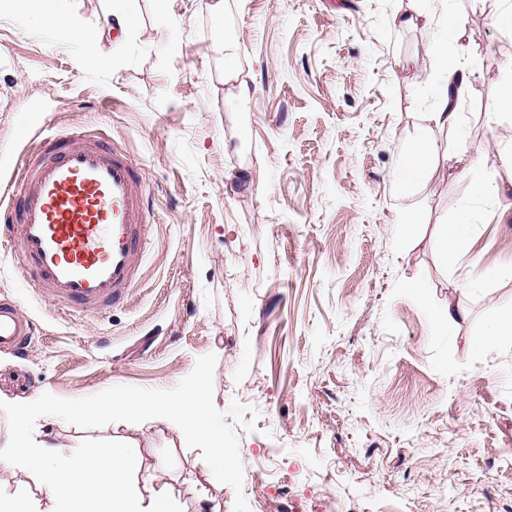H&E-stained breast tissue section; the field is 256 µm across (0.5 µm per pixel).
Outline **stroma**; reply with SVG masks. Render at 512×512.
Segmentation results:
<instances>
[{
  "label": "stroma",
  "instance_id": "1",
  "mask_svg": "<svg viewBox=\"0 0 512 512\" xmlns=\"http://www.w3.org/2000/svg\"><path fill=\"white\" fill-rule=\"evenodd\" d=\"M208 2L137 0L138 26L100 44L107 66L0 13V193L42 127L99 128L142 168L154 221L136 287L98 313L62 308L0 246V299L35 325L26 354L0 350V400L68 406L38 427L85 456L130 423L90 402L173 394L202 371L235 484L160 423L134 466L184 512L195 485L232 512L322 497L337 512H512V345L471 347L491 316L512 317V144L498 137L512 33L496 23L512 0H342L332 14L224 0L220 16ZM416 6L464 36L455 131L428 121L431 29L395 22ZM424 133L437 155L409 191L393 172ZM477 177L500 198L477 196ZM465 210L478 221L453 267L436 231ZM447 304L464 315L444 334L428 308Z\"/></svg>",
  "mask_w": 512,
  "mask_h": 512
}]
</instances>
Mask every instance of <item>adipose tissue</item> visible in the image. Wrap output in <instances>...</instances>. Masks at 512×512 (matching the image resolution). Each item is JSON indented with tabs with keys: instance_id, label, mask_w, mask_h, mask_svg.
<instances>
[{
	"instance_id": "1",
	"label": "adipose tissue",
	"mask_w": 512,
	"mask_h": 512,
	"mask_svg": "<svg viewBox=\"0 0 512 512\" xmlns=\"http://www.w3.org/2000/svg\"><path fill=\"white\" fill-rule=\"evenodd\" d=\"M11 2L13 8L43 19L58 34L81 40L87 60L100 61L99 35L72 24L68 0ZM459 46L455 24L445 21L434 32L431 43L439 90L434 110L429 114L430 122L442 129L454 130L459 126L458 108L464 91V79L457 69L454 54ZM435 151L432 141L413 143L395 169L397 182L406 189L424 184ZM474 222V213L465 211L454 222L440 226L438 247L444 258L457 263L466 258ZM4 409L12 418L14 428L8 444L0 446V467L37 473L39 495L24 496L15 488L0 484V512H36L37 500L41 497L54 501L59 512H172L170 496L165 489L156 487L152 475L143 476L141 488L129 485V468L139 454L134 434L120 443L100 446L95 455L78 458L29 426L30 419L37 414L55 418L63 411L61 405L42 400L8 403ZM88 409L105 418L116 412L132 414L134 433L157 422L180 428L207 448L210 469L229 475L236 468L235 457L224 446L222 428L207 417L209 403L203 375H196L177 394L146 396L117 392L93 401Z\"/></svg>"
}]
</instances>
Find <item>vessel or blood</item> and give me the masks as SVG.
I'll use <instances>...</instances> for the list:
<instances>
[{
    "instance_id": "b4317fda",
    "label": "vessel or blood",
    "mask_w": 512,
    "mask_h": 512,
    "mask_svg": "<svg viewBox=\"0 0 512 512\" xmlns=\"http://www.w3.org/2000/svg\"><path fill=\"white\" fill-rule=\"evenodd\" d=\"M140 168L100 135L39 134L10 192L0 198V242L57 303L98 311L138 280L151 214ZM34 324L0 301V349L25 352Z\"/></svg>"
}]
</instances>
